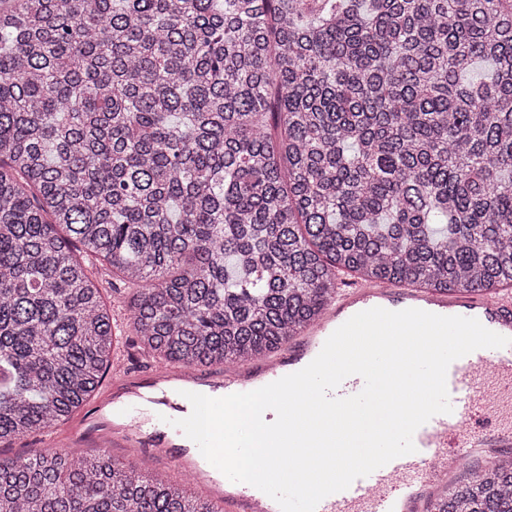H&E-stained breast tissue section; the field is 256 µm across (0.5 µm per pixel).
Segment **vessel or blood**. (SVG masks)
I'll use <instances>...</instances> for the list:
<instances>
[{
  "label": "vessel or blood",
  "instance_id": "1",
  "mask_svg": "<svg viewBox=\"0 0 512 512\" xmlns=\"http://www.w3.org/2000/svg\"><path fill=\"white\" fill-rule=\"evenodd\" d=\"M374 307L390 311L417 308L443 316L474 318L487 329L512 340V292L431 295L417 288L342 282L320 321L290 339L281 356L261 357L201 374L154 365L146 373L128 369L116 356L98 399L109 410V422L90 425L81 419L72 434L88 448H148L159 467L178 468L203 483L223 512H280L268 495L246 483L228 480L201 454L198 446L162 418L182 419L190 409L186 393L223 397L249 392L297 372L321 351L326 339L358 312ZM446 384L452 411L439 414L413 435L415 453L398 457L341 492L325 497L316 512H435L448 490L451 463L481 469L512 452V343L481 348L452 362Z\"/></svg>",
  "mask_w": 512,
  "mask_h": 512
}]
</instances>
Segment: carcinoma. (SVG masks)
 Returning <instances> with one entry per match:
<instances>
[{
    "mask_svg": "<svg viewBox=\"0 0 512 512\" xmlns=\"http://www.w3.org/2000/svg\"><path fill=\"white\" fill-rule=\"evenodd\" d=\"M158 362L267 355L336 264L512 286V0H0V444ZM0 512H218L103 451L0 458ZM435 512H512V458ZM92 272L95 276H99L103 280V286L106 288V290L103 291V296L108 305H121V300L125 302L128 300L129 290L127 288L117 286V288L119 287L122 291L121 296L119 293L120 290L112 291V276L108 275V272L104 270L101 263H96V265L93 266Z\"/></svg>",
    "mask_w": 512,
    "mask_h": 512,
    "instance_id": "obj_1",
    "label": "carcinoma"
}]
</instances>
